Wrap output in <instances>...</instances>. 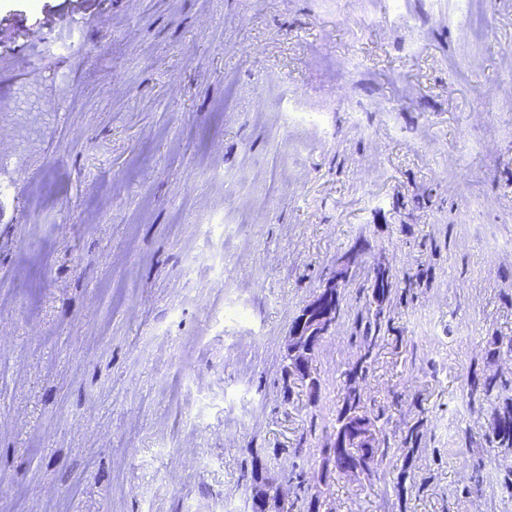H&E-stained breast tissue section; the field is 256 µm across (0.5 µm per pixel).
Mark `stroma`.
Listing matches in <instances>:
<instances>
[{
  "mask_svg": "<svg viewBox=\"0 0 512 512\" xmlns=\"http://www.w3.org/2000/svg\"><path fill=\"white\" fill-rule=\"evenodd\" d=\"M0 182V512H247L257 460L320 512H512V0H90L0 33ZM358 247L311 397L283 347ZM367 345L384 457L322 473ZM62 13L43 10L33 25H23L13 18H2L0 29L14 30L22 44H47V35L55 33L62 24ZM494 421L495 427L488 439L490 452L512 449V402L496 407Z\"/></svg>",
  "mask_w": 512,
  "mask_h": 512,
  "instance_id": "35a3bbf8",
  "label": "stroma"
}]
</instances>
